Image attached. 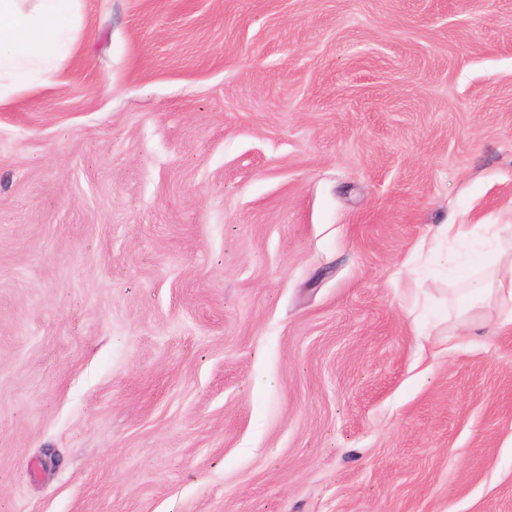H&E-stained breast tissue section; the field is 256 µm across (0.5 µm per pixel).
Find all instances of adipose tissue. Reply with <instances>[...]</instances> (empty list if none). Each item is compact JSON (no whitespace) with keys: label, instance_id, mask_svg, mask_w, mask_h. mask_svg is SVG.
Listing matches in <instances>:
<instances>
[{"label":"adipose tissue","instance_id":"ef3b65f1","mask_svg":"<svg viewBox=\"0 0 512 512\" xmlns=\"http://www.w3.org/2000/svg\"><path fill=\"white\" fill-rule=\"evenodd\" d=\"M78 2L0 0V103L50 75L55 62L70 52ZM486 230L470 262L453 250L446 255L449 267L468 268L467 286L454 300L459 322L452 335L461 343L473 333L472 311L490 297L503 314L501 330L512 331V245L503 242L496 225Z\"/></svg>","mask_w":512,"mask_h":512}]
</instances>
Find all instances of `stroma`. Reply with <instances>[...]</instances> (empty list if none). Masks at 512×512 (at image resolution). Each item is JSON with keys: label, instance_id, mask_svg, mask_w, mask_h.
<instances>
[{"label": "stroma", "instance_id": "stroma-1", "mask_svg": "<svg viewBox=\"0 0 512 512\" xmlns=\"http://www.w3.org/2000/svg\"><path fill=\"white\" fill-rule=\"evenodd\" d=\"M512 0H81L0 105V512H512ZM472 230L466 224H439L420 243L421 249L432 252L440 242L448 240V245L454 241L467 238ZM477 226H484L490 234L476 242L475 258L468 265L467 287L454 300L459 322L453 331L438 335L453 336L460 344L473 336L474 319L469 313L489 297L503 314L501 330L512 331V245L503 242L498 224Z\"/></svg>", "mask_w": 512, "mask_h": 512}]
</instances>
